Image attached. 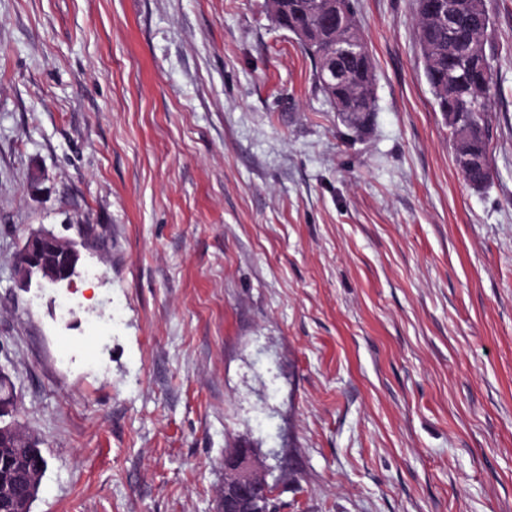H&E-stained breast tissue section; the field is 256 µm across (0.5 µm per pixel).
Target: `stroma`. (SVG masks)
Masks as SVG:
<instances>
[{
	"label": "stroma",
	"instance_id": "obj_1",
	"mask_svg": "<svg viewBox=\"0 0 512 512\" xmlns=\"http://www.w3.org/2000/svg\"><path fill=\"white\" fill-rule=\"evenodd\" d=\"M472 188L415 0H352L353 136L268 0H0V369L32 512H218L254 448L281 512H512V0H484ZM96 245L23 285L31 232ZM306 54L310 55L314 63L313 76L315 83L323 93L325 98L335 109L338 119L342 124L347 126L356 136L365 134L371 126L375 112L376 97L374 96L375 71L371 56L368 49L363 59H358L349 65L342 64L343 70L346 72V92L349 101L353 104V108L361 116L353 119H343L339 112H344L338 105L337 100L333 97V93L323 87L318 81L319 61L316 60L315 54L301 41H298Z\"/></svg>",
	"mask_w": 512,
	"mask_h": 512
}]
</instances>
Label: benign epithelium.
<instances>
[{
    "label": "benign epithelium",
    "instance_id": "1",
    "mask_svg": "<svg viewBox=\"0 0 512 512\" xmlns=\"http://www.w3.org/2000/svg\"><path fill=\"white\" fill-rule=\"evenodd\" d=\"M430 13L441 27L453 31L456 16L444 0H433ZM363 43L358 41L339 42L328 49L323 60L320 75L328 74L334 81H340L335 62L339 58H359ZM79 259L73 245L53 234L40 232L31 235L18 256L19 273L23 277L33 274L40 276L44 285L53 288L70 283ZM0 439L21 448L28 437L16 420V412L9 406L0 407ZM224 501L221 512H246L249 504L257 497H263L272 506H277L276 484L269 481V473L262 471L256 461L253 449L232 448L224 455ZM36 483L31 474H26L14 484L0 483V496L14 497L20 512H29L34 499Z\"/></svg>",
    "mask_w": 512,
    "mask_h": 512
}]
</instances>
